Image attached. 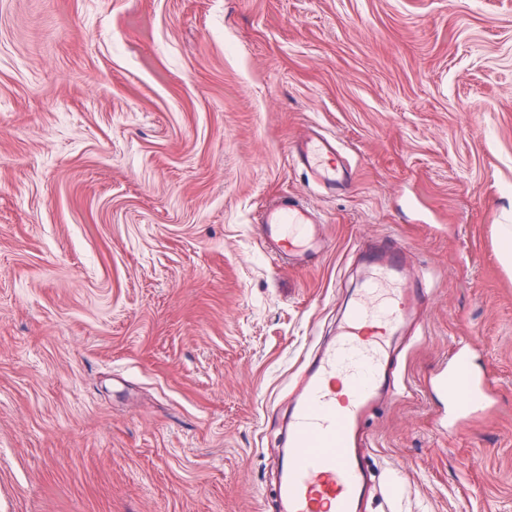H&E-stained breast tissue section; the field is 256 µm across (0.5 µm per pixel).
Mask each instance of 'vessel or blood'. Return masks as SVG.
<instances>
[{
	"instance_id": "1",
	"label": "vessel or blood",
	"mask_w": 512,
	"mask_h": 512,
	"mask_svg": "<svg viewBox=\"0 0 512 512\" xmlns=\"http://www.w3.org/2000/svg\"><path fill=\"white\" fill-rule=\"evenodd\" d=\"M292 158L328 194L349 183L335 142L324 134L306 137ZM320 222L301 197L284 194L264 206L258 219L260 242L280 263H314L324 250ZM408 256L396 239L381 241L347 317L305 363L288 416V452L272 512H364L372 473L364 455L369 439L363 421L379 399L394 394L392 340L430 292L426 278L408 277ZM438 384L452 420L492 401L485 377L462 343Z\"/></svg>"
}]
</instances>
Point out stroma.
Segmentation results:
<instances>
[{
	"mask_svg": "<svg viewBox=\"0 0 512 512\" xmlns=\"http://www.w3.org/2000/svg\"><path fill=\"white\" fill-rule=\"evenodd\" d=\"M352 169L293 166L308 129ZM322 217L281 268L256 218ZM512 0H0V512H266L303 359L390 236L435 291L368 421L396 496L512 512ZM468 339L496 393L451 433ZM321 219L301 197L284 194L268 202L257 221L263 248L282 263H316L323 255Z\"/></svg>",
	"mask_w": 512,
	"mask_h": 512,
	"instance_id": "1",
	"label": "stroma"
}]
</instances>
